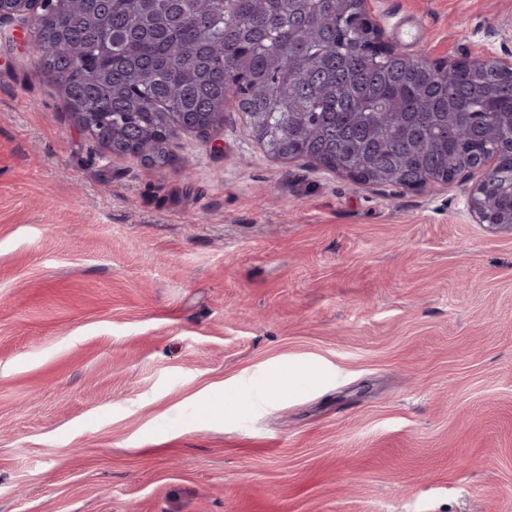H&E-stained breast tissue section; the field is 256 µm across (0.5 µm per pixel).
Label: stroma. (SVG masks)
<instances>
[{"label":"stroma","mask_w":512,"mask_h":512,"mask_svg":"<svg viewBox=\"0 0 512 512\" xmlns=\"http://www.w3.org/2000/svg\"><path fill=\"white\" fill-rule=\"evenodd\" d=\"M367 9L512 50V0ZM165 148L109 154L0 41V512H512V235L471 180L361 184L236 112Z\"/></svg>","instance_id":"obj_1"}]
</instances>
